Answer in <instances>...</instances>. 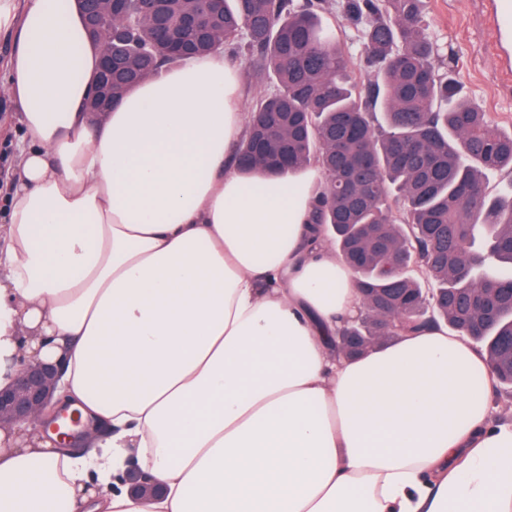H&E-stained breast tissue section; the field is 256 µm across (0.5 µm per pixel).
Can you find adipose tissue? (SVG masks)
Wrapping results in <instances>:
<instances>
[{
    "label": "adipose tissue",
    "mask_w": 512,
    "mask_h": 512,
    "mask_svg": "<svg viewBox=\"0 0 512 512\" xmlns=\"http://www.w3.org/2000/svg\"><path fill=\"white\" fill-rule=\"evenodd\" d=\"M0 388L58 362L82 448L0 430V512H512V422L476 345L434 327L336 349L361 305L313 221L318 166L243 173L240 69L215 51L88 106L77 7L0 0ZM135 461L157 483L122 486ZM17 117L13 108L4 99L0 98V181L1 184L5 179V174L9 168H14L16 164V153L10 142L16 130ZM9 131L8 138L5 139L4 134Z\"/></svg>",
    "instance_id": "adipose-tissue-1"
}]
</instances>
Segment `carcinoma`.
<instances>
[{
	"mask_svg": "<svg viewBox=\"0 0 512 512\" xmlns=\"http://www.w3.org/2000/svg\"><path fill=\"white\" fill-rule=\"evenodd\" d=\"M425 0H205L200 26L219 34L224 53L245 60L263 87L236 150L246 171L286 174L318 165L315 220L326 240L368 289V314L340 336L370 346L446 325L484 348L490 374L512 391V301L460 306L456 294L480 297L512 277V132L503 131L463 92L447 54L429 33ZM171 27L195 55L211 41L183 27L196 0H160ZM344 15L361 45L360 84L350 47L323 21ZM138 4L102 20L99 49L136 61L112 84L120 98L177 58L155 46ZM511 177L495 190L487 174ZM426 288L442 300L432 316L412 300Z\"/></svg>",
	"mask_w": 512,
	"mask_h": 512,
	"instance_id": "carcinoma-1",
	"label": "carcinoma"
}]
</instances>
